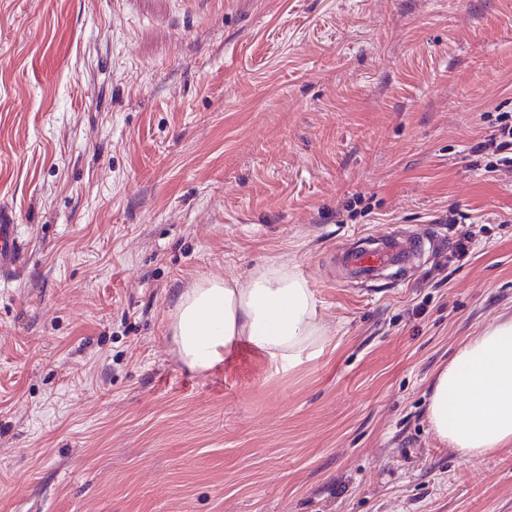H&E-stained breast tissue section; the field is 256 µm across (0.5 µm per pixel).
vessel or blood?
Segmentation results:
<instances>
[{
  "label": "vessel or blood",
  "instance_id": "b4317fda",
  "mask_svg": "<svg viewBox=\"0 0 512 512\" xmlns=\"http://www.w3.org/2000/svg\"><path fill=\"white\" fill-rule=\"evenodd\" d=\"M431 235H406L394 232L382 237L363 236L339 253L341 263L351 276L363 281H373L386 269L409 272L417 256L431 242ZM26 260L15 225L0 218V279L8 278Z\"/></svg>",
  "mask_w": 512,
  "mask_h": 512
}]
</instances>
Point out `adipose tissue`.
<instances>
[{
  "label": "adipose tissue",
  "instance_id": "adipose-tissue-1",
  "mask_svg": "<svg viewBox=\"0 0 512 512\" xmlns=\"http://www.w3.org/2000/svg\"><path fill=\"white\" fill-rule=\"evenodd\" d=\"M168 329L179 360L198 371L238 341L293 362L316 346L321 320L307 282L272 262L243 282L209 279L182 295ZM429 423L470 460L512 446V318L462 341L430 387Z\"/></svg>",
  "mask_w": 512,
  "mask_h": 512
}]
</instances>
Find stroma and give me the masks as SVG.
<instances>
[{
  "label": "stroma",
  "instance_id": "1",
  "mask_svg": "<svg viewBox=\"0 0 512 512\" xmlns=\"http://www.w3.org/2000/svg\"><path fill=\"white\" fill-rule=\"evenodd\" d=\"M509 111L512 0H0V512H512V447L428 420L512 317ZM394 227L440 239L410 278L337 268ZM272 260L316 352L188 369L180 297ZM496 128L494 130L496 133L489 139L491 143H479L475 147V151H486L488 147L495 144L498 140V144H496V148L492 152L494 157L485 164L486 171L512 170V113H499ZM16 227L17 224L6 223L0 217V279L13 275L26 260Z\"/></svg>",
  "mask_w": 512,
  "mask_h": 512
}]
</instances>
